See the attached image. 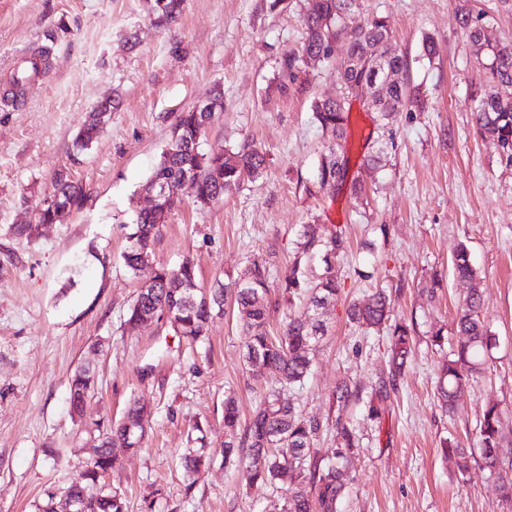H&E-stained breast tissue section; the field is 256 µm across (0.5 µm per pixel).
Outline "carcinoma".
<instances>
[{"label":"carcinoma","instance_id":"cac0c4a2","mask_svg":"<svg viewBox=\"0 0 512 512\" xmlns=\"http://www.w3.org/2000/svg\"><path fill=\"white\" fill-rule=\"evenodd\" d=\"M347 0H307L302 22L305 28L303 54L322 62L336 50V43L347 45V54L354 55L356 46L365 42L378 51L390 70L404 73L408 63L405 57L391 52L390 28L386 18L375 17L364 25L348 23L344 15ZM183 0H151V11L156 21L168 25L181 16ZM460 25L475 47L478 70L491 81L512 85V42L492 44L485 39V15L463 11ZM377 78L372 68L354 63L346 64L338 72L340 94L334 99H316L312 102L313 118L322 130L331 133L336 146H328L316 167L323 185L346 183L347 166L338 153L341 142L348 135L347 98L355 87ZM421 102L418 90L407 81L393 83L383 93L377 112L387 120L407 106ZM475 108L472 113L476 132L497 141L501 148V162L512 167V98L486 93L475 88ZM114 109L111 100L100 102L90 113L83 128L74 139L78 149H86L95 142ZM205 123L203 112H183L173 125L166 148L162 151L147 181L165 180L184 187V196L204 207V202H218L224 195L238 188L247 179L259 177L266 168L264 152L242 146L221 147L205 152L197 146ZM82 188L64 172L53 178L50 203L41 208L39 224H62L82 201ZM181 203L161 201L150 210L136 215L130 232L129 245L123 253L125 266L137 272L143 263V253H152L160 227L169 214ZM350 249L345 228L338 224L331 230L324 224H303L297 231L294 259L282 283L284 306L293 309L297 302L307 305L304 314L288 315L285 329L279 336L268 333L267 323L272 302L268 297V269L254 261L240 277L222 288L202 290L197 284L195 264L184 260L177 267L159 265L155 281L141 286L127 311L125 324L134 328L154 317L170 313L168 319L179 324V334L191 341L202 339L215 309L224 305L226 298L234 300L240 319L248 331L249 340L244 355L245 369L254 376L268 378L270 389L261 397L256 410L245 427L244 437L234 440L240 428L238 407L234 397L224 398V428L233 439L224 442V463L239 466L241 477L249 483L275 485L286 478L289 485L265 512H338L344 494V471L354 450L361 447L362 435L352 423L340 418L333 425L336 448L327 459H315L309 454L311 440L321 429L314 418L307 417L285 397V392L302 388L308 377L312 360L310 354L326 334L319 310L338 300L342 283L336 276L332 260ZM322 256L325 264L320 274L310 273L311 262ZM454 278L460 282L473 280L469 250L461 244L451 260ZM481 297L469 294L455 320V335L459 336L456 349L439 370L436 398L446 411L453 408L461 393L486 370V355L493 345L491 331L479 311ZM350 322L367 333H386L388 342V372L371 385L367 398L362 390L349 380L336 386V403L346 405L351 400H364L363 420L380 419L382 406L390 394L398 389L405 368L415 346L414 326L392 319L390 296L386 289L376 288L353 300L347 309ZM93 386V377L87 368L78 370L70 382V401L74 411L83 415L85 391ZM142 419L138 403L129 405L124 420L101 431L97 457L85 463L84 482L69 486L72 495L89 502V512H124L123 494L112 491V502L96 498L102 477L110 467L111 448L119 445L136 449L142 444L144 428L127 437L125 422ZM478 433L484 468L489 477L498 482L506 499H512V462L502 465V420L498 404L484 406L479 419ZM444 458L466 459L467 449L454 439L441 442ZM184 470L192 481H197L208 468L211 456L204 448H189L180 457Z\"/></svg>","mask_w":512,"mask_h":512}]
</instances>
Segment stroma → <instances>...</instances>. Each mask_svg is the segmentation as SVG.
Instances as JSON below:
<instances>
[{
	"mask_svg": "<svg viewBox=\"0 0 512 512\" xmlns=\"http://www.w3.org/2000/svg\"><path fill=\"white\" fill-rule=\"evenodd\" d=\"M463 8L486 13L490 40L512 41V6L503 0H354L351 22L387 19L392 49L407 59L425 102L384 125L366 102L351 100L349 172L369 187L358 200L316 176L332 138L314 122L311 102L336 96L346 47L320 64L302 61L303 0H184L179 20L164 26L150 0H0V512H38L47 489L80 482L95 451L94 423L120 421L134 401L148 411L144 444L113 448L106 478L123 493L126 512H263L277 498L276 488L246 485L224 463L225 395L235 396L245 423L266 389L245 369L247 338L232 304L193 344L165 319L133 330L124 324L152 275L151 267L126 268L127 226L147 204L144 185L178 115L214 89L224 107L204 148L249 145L266 153L267 167L214 205L187 200L172 211L154 265L191 259L208 289L257 259L269 269L274 300L300 225H346L352 250L334 262L344 288L324 310L328 331L291 394L324 424L316 452L335 448L337 417L362 413L361 404L333 402L338 380L366 387L385 368L384 340L349 323V302L392 285L393 317L415 323L417 345L398 392L363 429L339 512H512L476 435L481 408L493 399L512 443V168L472 127L479 72L459 26ZM426 37L438 48L429 62L420 57ZM31 49L46 54L41 76L24 95H9ZM108 97L118 99L117 110L97 142L76 150L88 112ZM377 152L380 168H366ZM60 170L82 185V203L65 223H36ZM24 224L31 232L19 233ZM461 242L478 272L470 286L451 272ZM368 267L373 279H360ZM472 288L495 344L486 373L448 415L435 399L446 352L429 334L453 331ZM82 368L93 372L94 388L77 415L70 381ZM199 435L213 462L193 484L177 453ZM446 437L469 448V479L442 460Z\"/></svg>",
	"mask_w": 512,
	"mask_h": 512,
	"instance_id": "35a3bbf8",
	"label": "stroma"
}]
</instances>
